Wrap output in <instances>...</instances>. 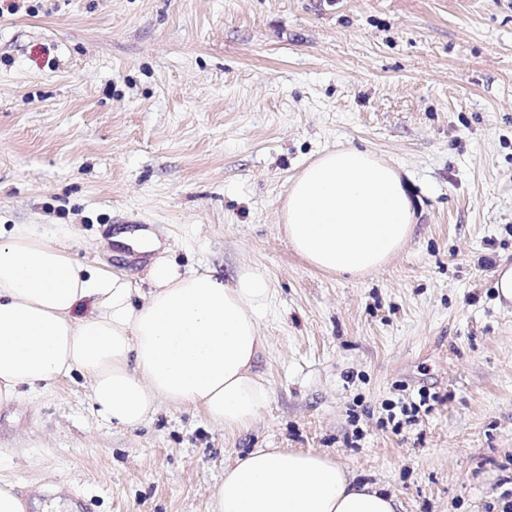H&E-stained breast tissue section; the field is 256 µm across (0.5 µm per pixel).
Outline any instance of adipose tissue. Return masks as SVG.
<instances>
[{
    "mask_svg": "<svg viewBox=\"0 0 512 512\" xmlns=\"http://www.w3.org/2000/svg\"><path fill=\"white\" fill-rule=\"evenodd\" d=\"M283 231L311 266L358 277L384 265L412 235L415 211L399 169L356 147L323 152L294 178ZM117 247L152 254L151 287L77 261L33 224L0 229V406L21 387L45 389L77 372L98 414L135 428L160 402L200 408L228 430L248 429L269 401L254 373L259 320L276 293L262 270L232 283L182 271L148 229L121 230ZM92 312L76 318L80 303ZM375 485L315 452L257 448L224 469L213 512H397Z\"/></svg>",
    "mask_w": 512,
    "mask_h": 512,
    "instance_id": "ef3b65f1",
    "label": "adipose tissue"
}]
</instances>
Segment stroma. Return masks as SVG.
<instances>
[{
  "label": "stroma",
  "instance_id": "stroma-1",
  "mask_svg": "<svg viewBox=\"0 0 512 512\" xmlns=\"http://www.w3.org/2000/svg\"><path fill=\"white\" fill-rule=\"evenodd\" d=\"M400 169L416 224L360 277L279 231L323 151ZM147 288L152 227L181 269L251 265L277 298L248 430L160 403L101 418L80 374L0 408V477L32 512H211L256 448L323 453L399 512H512V0H18L0 16V225ZM428 395L406 423L402 407ZM397 410L401 430L388 424Z\"/></svg>",
  "mask_w": 512,
  "mask_h": 512
}]
</instances>
